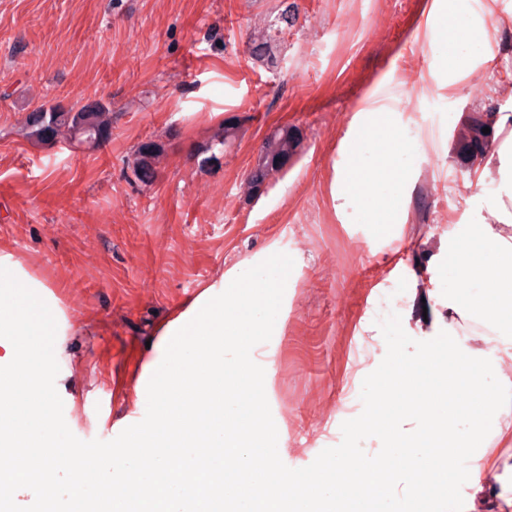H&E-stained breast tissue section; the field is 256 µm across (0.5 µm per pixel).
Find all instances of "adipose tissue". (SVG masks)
I'll list each match as a JSON object with an SVG mask.
<instances>
[{"instance_id": "obj_1", "label": "adipose tissue", "mask_w": 512, "mask_h": 512, "mask_svg": "<svg viewBox=\"0 0 512 512\" xmlns=\"http://www.w3.org/2000/svg\"><path fill=\"white\" fill-rule=\"evenodd\" d=\"M359 127L378 147V170L373 175L346 177L337 184L336 196L343 199L368 189L370 223H397L395 201L408 196L410 187L396 165L402 137L381 112L366 117ZM499 174L497 188L489 194L483 190L484 176H477L480 204L461 234L452 239L453 259L445 265L426 266L423 277L426 294L432 298L441 288L444 272H451L456 291L441 302L449 321L481 324L493 333L492 343L479 351L471 349L452 329L447 349L426 348L411 361H394L384 452L336 466L343 473L363 466L414 472V479L402 488L404 497L414 502L422 501L425 492L437 491L438 474L459 469L467 461L474 497L491 493L512 504V482L503 481L496 469L481 463L490 433L512 428V409L504 401L505 392L512 390V377L502 371L512 363V154L500 156ZM477 251L483 255L482 261H474ZM479 359L498 370L496 388H489L475 369ZM463 416L471 423L461 433L455 422ZM411 446L428 448L440 459L439 468L408 458L404 450Z\"/></svg>"}]
</instances>
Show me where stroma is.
Instances as JSON below:
<instances>
[{"label": "stroma", "mask_w": 512, "mask_h": 512, "mask_svg": "<svg viewBox=\"0 0 512 512\" xmlns=\"http://www.w3.org/2000/svg\"><path fill=\"white\" fill-rule=\"evenodd\" d=\"M294 2L274 73L246 46L280 0H0V252L50 285L66 317L56 388L65 417L85 416L69 425L81 440L143 419V370L162 361L180 307L277 252L294 267L260 353L288 467L338 445L361 413L362 382L386 354L387 297H403L413 339L442 329L418 275L474 209L458 130L512 107V0L471 15L472 71L453 87L432 0ZM94 99L113 112L99 148L24 136L35 107ZM364 109L387 112L404 137L412 189L397 224L368 223L360 198L333 195L337 179L376 165L372 144L345 145ZM232 115L242 136L220 165L199 168L193 150ZM285 125L300 137L291 164L248 196L264 137ZM150 139L166 144L157 175L129 182L127 159Z\"/></svg>", "instance_id": "stroma-1"}]
</instances>
